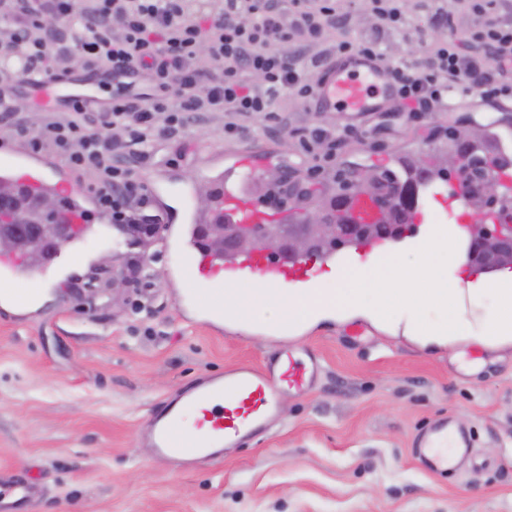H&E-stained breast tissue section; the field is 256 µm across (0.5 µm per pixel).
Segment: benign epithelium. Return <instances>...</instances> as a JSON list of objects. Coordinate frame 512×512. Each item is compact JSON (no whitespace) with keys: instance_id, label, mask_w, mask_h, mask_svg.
Here are the masks:
<instances>
[{"instance_id":"7a95c632","label":"benign epithelium","mask_w":512,"mask_h":512,"mask_svg":"<svg viewBox=\"0 0 512 512\" xmlns=\"http://www.w3.org/2000/svg\"><path fill=\"white\" fill-rule=\"evenodd\" d=\"M483 128L475 127L456 133L455 143L448 148L437 167L448 172V178L465 191L469 207L481 222L470 226V260L484 268L512 262V210L493 212L484 202L496 198L499 181L496 174L506 167L491 161L482 141ZM370 193L379 203L380 218L376 224H360L350 218L352 194ZM417 194L414 183H395L371 172L353 175L349 191L325 198L315 209L301 213V223L280 224L274 228L257 225L206 224L204 232L211 247L226 253L261 246L273 256L302 257L333 243L359 238L379 231L397 232L412 222ZM0 211L13 216L16 234L0 236V251L24 252L31 264L41 262L49 247H60L82 232L79 224L57 222V203L51 196L40 200L41 221L33 226L27 217L16 213L7 202ZM164 225L133 224L126 233L135 244L147 248L157 241Z\"/></svg>"}]
</instances>
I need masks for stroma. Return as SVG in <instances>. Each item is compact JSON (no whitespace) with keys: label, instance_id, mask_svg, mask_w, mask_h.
Wrapping results in <instances>:
<instances>
[{"label":"stroma","instance_id":"1","mask_svg":"<svg viewBox=\"0 0 512 512\" xmlns=\"http://www.w3.org/2000/svg\"><path fill=\"white\" fill-rule=\"evenodd\" d=\"M478 0H403L391 27L361 0H338L345 19L329 40L372 42L395 64L426 65L434 46L474 55L484 23ZM272 117L224 131L211 112L185 134L163 140L154 156L133 149L119 159L160 190L155 210L183 216L199 210L210 168L233 153L259 158L250 196L266 199L272 171L307 182L313 195L342 192L350 174H385L399 162L431 161L449 131L481 126L512 135V111L456 88L431 112H317L281 93ZM317 127L332 128L326 147L305 152ZM77 260L40 274V304L0 303V484L31 486L30 503L0 512H512V345L478 350L421 347L403 327L334 317L281 332L274 319L250 328L184 313L185 286L174 253H146L150 283L112 292V269L136 256L100 235L110 229L99 209ZM319 360L308 392H280L267 430L222 460L191 466L161 461L141 439L152 405L196 378L227 368L262 366L277 350ZM441 421L466 431L465 464L428 470L416 436Z\"/></svg>","mask_w":512,"mask_h":512}]
</instances>
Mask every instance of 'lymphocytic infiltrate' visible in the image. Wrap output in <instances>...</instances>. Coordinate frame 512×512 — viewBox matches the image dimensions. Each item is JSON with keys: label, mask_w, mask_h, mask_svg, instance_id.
<instances>
[{"label": "lymphocytic infiltrate", "mask_w": 512, "mask_h": 512, "mask_svg": "<svg viewBox=\"0 0 512 512\" xmlns=\"http://www.w3.org/2000/svg\"><path fill=\"white\" fill-rule=\"evenodd\" d=\"M11 19L0 29V125L37 151L55 153L75 174L95 172L97 205L116 224H156L151 199L134 167L114 159L110 130L125 131L140 159L159 140L185 129L190 115L222 112L226 133L241 119L271 114L278 93L304 100L316 86L282 51L301 38L320 42L339 21L336 0H0ZM57 17V27L44 24ZM479 37L491 50L490 65L460 57L441 45L425 72L390 66L396 111L426 112L451 88L482 76V95L512 98V26L486 20ZM92 74L140 78L148 95H113L108 109L89 119L86 110L28 126L19 115L13 85L43 73L67 74L70 55ZM256 75L261 86L249 85Z\"/></svg>", "instance_id": "1"}]
</instances>
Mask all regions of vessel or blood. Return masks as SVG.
Returning a JSON list of instances; mask_svg holds the SVG:
<instances>
[{
	"label": "vessel or blood",
	"instance_id": "b4317fda",
	"mask_svg": "<svg viewBox=\"0 0 512 512\" xmlns=\"http://www.w3.org/2000/svg\"><path fill=\"white\" fill-rule=\"evenodd\" d=\"M35 91L54 95L52 107L71 109L74 104L95 106L96 95L84 89L82 82L66 75H46L38 79ZM392 103L391 78L379 63L366 56L341 57L324 69L320 78L315 106L320 112H380ZM253 177V157L237 154L228 168L216 167L209 180L214 190V206L206 217L191 216L188 227L178 236L180 258L178 272L185 285L186 297L192 299L199 313L208 314L224 301V289L230 285L250 288L253 299L302 294L320 287L321 274L329 268H342L352 261H370L395 247L404 245V237L368 239L356 243L352 253L339 255L319 251L301 259L273 260L263 249L231 257L204 248L196 227L209 224H276V211L255 200H245L242 185ZM0 179L19 184L26 192H51L66 198L67 221L81 223L86 210L69 195L64 182L46 175L32 165L25 152L9 158L0 157ZM354 218L373 224L378 209L367 193L352 201ZM20 259L0 260V282L7 284L14 306L22 308L41 291L40 280L23 273ZM314 372L295 360L261 367L241 364L221 377L203 379L186 391L179 401L166 404L152 419L149 438L157 457L190 459L208 456L220 459L225 447L237 444L255 432L262 421L277 408L276 393L281 386L298 389L309 385ZM434 467L448 465V427L431 429L424 439Z\"/></svg>",
	"mask_w": 512,
	"mask_h": 512
}]
</instances>
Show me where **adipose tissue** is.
<instances>
[{
  "instance_id": "obj_1",
  "label": "adipose tissue",
  "mask_w": 512,
  "mask_h": 512,
  "mask_svg": "<svg viewBox=\"0 0 512 512\" xmlns=\"http://www.w3.org/2000/svg\"><path fill=\"white\" fill-rule=\"evenodd\" d=\"M467 231L438 233L371 265L337 273L336 285L289 301L266 302L274 313L287 310L292 326L316 321L336 309H366L381 323L405 322L425 342L455 346L465 339L477 349L512 343V271L478 275L462 282ZM440 315L427 321L423 313Z\"/></svg>"
}]
</instances>
